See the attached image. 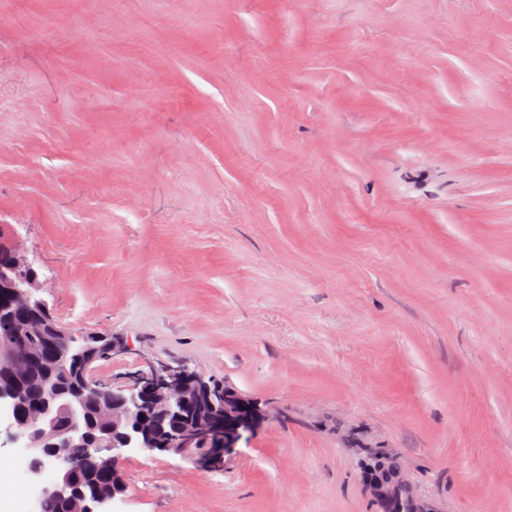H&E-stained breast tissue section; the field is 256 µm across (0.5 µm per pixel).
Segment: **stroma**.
<instances>
[{
    "instance_id": "stroma-1",
    "label": "stroma",
    "mask_w": 512,
    "mask_h": 512,
    "mask_svg": "<svg viewBox=\"0 0 512 512\" xmlns=\"http://www.w3.org/2000/svg\"><path fill=\"white\" fill-rule=\"evenodd\" d=\"M0 230L98 379L268 416L115 512H512V0H0Z\"/></svg>"
}]
</instances>
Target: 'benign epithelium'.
<instances>
[{"label":"benign epithelium","instance_id":"benign-epithelium-1","mask_svg":"<svg viewBox=\"0 0 512 512\" xmlns=\"http://www.w3.org/2000/svg\"><path fill=\"white\" fill-rule=\"evenodd\" d=\"M36 288L38 284L27 279L24 287L16 288V295L25 306L45 311L48 306L36 295ZM34 334L55 346L57 375H67L75 363L82 389H104L103 409H112V427L89 436L83 426L81 399H55V385L51 382L45 384L43 391L52 401L45 402L33 414L22 416L28 392L20 379L31 372L35 356L15 340L0 341V372L8 376L7 382L0 383V435L24 449V472L29 485L36 487L32 512H44L52 499L77 500L73 473L82 456L111 477L112 489L83 501L80 512H105L104 506L125 492L123 464L127 450L189 456L202 468L201 448L215 435L217 423L224 424V456L228 457L244 437L255 433L266 420L258 407L232 388H224L219 400H212L208 380L182 366L147 359L123 382H96L92 371L102 354L116 355L126 348L124 342L110 335L98 336L102 344L91 345L55 320L49 325L37 323ZM48 467L53 469L54 479L42 483L40 477Z\"/></svg>","mask_w":512,"mask_h":512}]
</instances>
